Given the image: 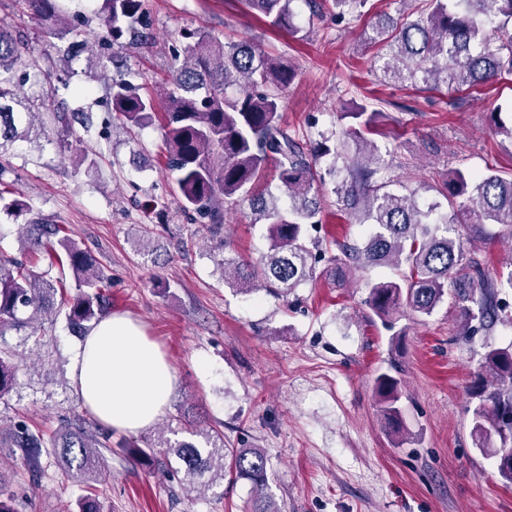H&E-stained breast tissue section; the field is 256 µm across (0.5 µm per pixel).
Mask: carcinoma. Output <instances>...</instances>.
Segmentation results:
<instances>
[{
    "instance_id": "cac0c4a2",
    "label": "carcinoma",
    "mask_w": 512,
    "mask_h": 512,
    "mask_svg": "<svg viewBox=\"0 0 512 512\" xmlns=\"http://www.w3.org/2000/svg\"><path fill=\"white\" fill-rule=\"evenodd\" d=\"M23 12L39 18L58 40V56L74 59L70 39L82 38L90 52L88 68L107 79L106 86L122 124L130 132L154 124L162 131V147L177 172L182 211L202 224L218 249H228L224 229L230 206L249 202L253 223L266 226L270 246L257 261L228 254L222 259L224 283L249 292L263 288L286 296L316 278L322 260L345 277L371 267L387 268L390 275L365 284L364 305L391 331L397 317L409 313L429 317L448 294L460 312L465 335L491 331L497 325L512 328V314L503 296L512 292V259L506 270L484 267L476 250L463 241L462 229L494 224L498 235L512 240V175L490 169L483 175L454 170L444 197L448 206L434 201L421 207L416 192L377 182L382 156L377 149L362 158L350 156L344 144L304 145L283 120V102L297 72L279 56L264 53L247 41L226 43L215 33L197 28L183 33L184 42L172 49L168 78L159 94L143 92L136 82L126 46L150 36L146 0H104L98 26L75 29L61 0H18ZM250 13L292 36L300 32L294 0H242ZM310 16L342 18L363 8L368 0H304ZM430 6L416 19L392 29L380 22L374 42L389 50L384 73L401 84L421 81L437 91L445 85L457 92H478L505 75H512V0H428ZM25 42L13 27L0 24V157L19 142L40 151L54 144L70 152L76 168L95 166V159L80 149L81 139H55L51 131L67 123L65 113L52 108L59 91L70 88L71 73L57 76L47 94L42 76L47 70L35 61H22ZM25 63L29 92L15 79ZM340 118L353 120L344 136L372 145L364 132L380 123L383 113L364 105ZM274 164L273 180L268 166ZM333 184L337 210L372 230L361 243L332 241L336 252L309 234L318 223L317 196L326 181ZM0 211L16 218L21 258L0 249V399L17 386L18 366L12 331H26L25 340L42 345L38 330L63 314L71 331L83 337L105 313L110 282L92 256L66 234L61 224H47L33 215L31 204L19 191ZM47 261L39 274L33 260ZM68 264L73 284L51 277L54 264ZM398 366L374 379L377 401L387 435L404 444L409 428L399 405ZM471 437L481 450H491L499 476L512 484V340L490 344L471 373L467 386ZM205 447L193 442L168 443L160 437L131 454L149 459L159 451L176 459L187 477L210 474L212 486L228 475L251 484L252 498L244 512H280L268 487V459L260 448H226L224 435L204 433ZM112 444V428L97 420L76 417L47 434L34 432L21 421L7 434L0 433V448H15L33 478L42 474L41 455L47 453L67 478L83 485L74 502L75 512H96L99 507L92 482L100 449Z\"/></svg>"
}]
</instances>
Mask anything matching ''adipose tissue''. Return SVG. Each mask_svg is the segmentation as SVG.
<instances>
[{
  "mask_svg": "<svg viewBox=\"0 0 512 512\" xmlns=\"http://www.w3.org/2000/svg\"><path fill=\"white\" fill-rule=\"evenodd\" d=\"M71 378L92 416L131 434L152 427L166 412L174 384L160 345L141 323L117 313L100 319L88 332Z\"/></svg>",
  "mask_w": 512,
  "mask_h": 512,
  "instance_id": "1",
  "label": "adipose tissue"
}]
</instances>
